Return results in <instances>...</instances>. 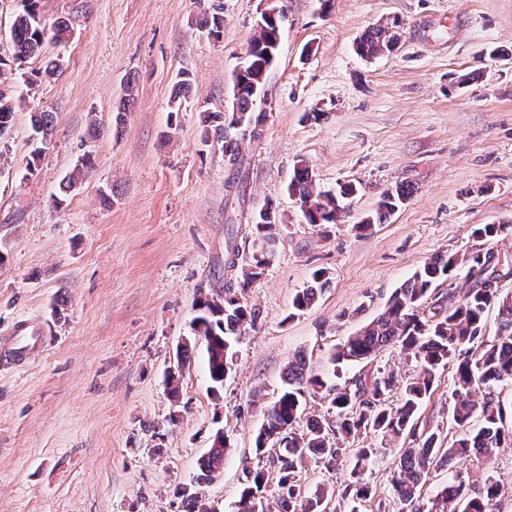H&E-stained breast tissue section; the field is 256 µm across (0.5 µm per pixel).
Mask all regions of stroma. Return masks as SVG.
I'll use <instances>...</instances> for the list:
<instances>
[{"instance_id": "obj_1", "label": "stroma", "mask_w": 512, "mask_h": 512, "mask_svg": "<svg viewBox=\"0 0 512 512\" xmlns=\"http://www.w3.org/2000/svg\"><path fill=\"white\" fill-rule=\"evenodd\" d=\"M217 4L224 26L214 38L198 22ZM269 4L285 14L264 88L271 112L236 170L205 141L203 117L230 108L234 72ZM40 11L70 18V37L0 72L16 103L0 141L11 159L0 175V337L27 322L46 338L30 362L0 369V512H181L174 492L193 484L235 512L262 408L290 360L305 355L313 373L343 382L380 369L407 376L415 362L397 349L337 371L329 355L431 257L482 249L512 261V235L472 234L512 225V0H40ZM393 17L403 23L396 51L358 56L356 39ZM49 58L62 70L27 83ZM35 112L54 118L38 158ZM87 150L94 169L59 195ZM301 161L321 189L358 187L337 223H306L289 196ZM401 185L411 195L398 210L358 231ZM268 203L280 223L273 255L245 291L261 321L241 336L222 399L199 341L172 401L164 377L196 300L241 278L224 262L231 250L250 253L253 217ZM318 269L327 286L291 316ZM452 389L451 370L440 371L419 416L451 438ZM219 429L233 451L221 476L197 483ZM367 441L378 454L364 475L366 512H377L399 452ZM461 471L474 492L495 476V512H512V447Z\"/></svg>"}]
</instances>
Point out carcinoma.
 Masks as SVG:
<instances>
[{"instance_id":"1","label":"carcinoma","mask_w":512,"mask_h":512,"mask_svg":"<svg viewBox=\"0 0 512 512\" xmlns=\"http://www.w3.org/2000/svg\"><path fill=\"white\" fill-rule=\"evenodd\" d=\"M38 2L18 0L11 32V58L0 57V70L39 56L49 38L57 42L69 38L70 22L64 18L46 21ZM283 17V10L275 6L260 14L249 42L248 64L234 75L231 112H210L205 119L206 132L221 144L227 163L237 169L243 163L242 141H258L265 131L268 113L260 106V98L278 56ZM402 30L397 19L373 26L357 40L356 52L363 58L392 52ZM13 110V102L0 90V139L10 127ZM53 122L50 112L33 114L32 126L40 135V146L33 158L49 150L48 131ZM93 166V155H83L60 184V192L65 195L76 189L79 179ZM288 193L299 204L307 223L323 227L336 223L346 212L357 188L345 184L335 192L321 190L309 165L302 160L294 168ZM410 195L409 187L404 185L385 190L378 203L377 218L395 212ZM277 226L273 207H263L254 224L259 245L245 260L242 281L229 280L225 282L224 294H206L198 299L197 315L191 321V338L177 348L180 369L190 359L192 342L199 336L204 339L210 391L218 399L231 370L235 342L247 330L258 327L259 310L247 302L244 292L269 263ZM511 233L512 227L504 224H484L473 231L476 237L489 240ZM494 259L496 255L489 250L430 258L394 290L381 316L334 347L331 362L335 365L366 361L387 349L400 348L416 362L414 373L401 381L391 373L379 371L343 385H329L308 369L305 356L298 355L289 361L285 388L265 407L263 423L254 441V453L258 459H266V465L244 468L245 486L236 512H267L264 492L270 483L275 484L280 512H339V508L331 506L337 496L346 502L348 512H360L361 502L368 499V489L361 485L362 476L378 449H353V463L338 494L325 488L308 492L300 473L309 463L322 470H336L347 454L343 441L371 433L404 440L405 448L390 479L397 512H489L491 501L500 492V483L492 475L485 478L483 493L477 496L471 495L459 478L430 497L422 496V488L432 471L451 461L464 463L512 446V425H506V408L497 392L499 387L512 385V293H505L499 284L478 276ZM459 269L465 271L467 290L433 294L438 279L449 278ZM328 280L325 271L314 272L309 284L295 294L288 317L309 308ZM491 308L497 309L499 324L495 335L488 336L483 320ZM448 366L453 368L451 419L458 434L446 445L440 431L419 425L418 415L421 405L435 391L437 373ZM397 389L401 390V400L393 404L391 394ZM480 389L484 396L477 401L474 394ZM309 397L328 401L334 416L313 418L301 426L299 421ZM229 448L224 432L216 431L211 448L199 463L196 483L221 474ZM177 497L181 498L183 512H214L213 505L195 487H182L177 490Z\"/></svg>"}]
</instances>
